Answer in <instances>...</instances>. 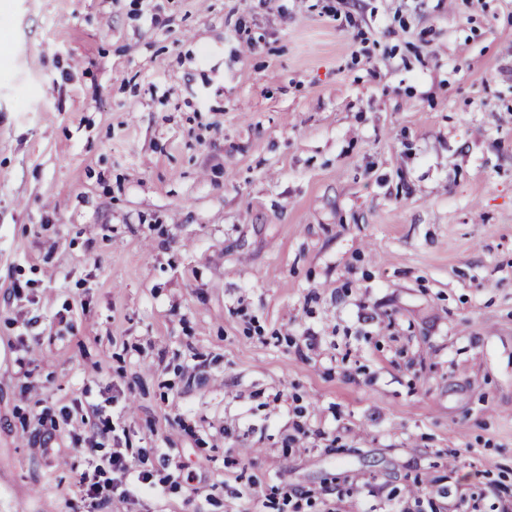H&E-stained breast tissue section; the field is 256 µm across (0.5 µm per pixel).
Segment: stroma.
Masks as SVG:
<instances>
[{
    "label": "stroma",
    "instance_id": "obj_1",
    "mask_svg": "<svg viewBox=\"0 0 512 512\" xmlns=\"http://www.w3.org/2000/svg\"><path fill=\"white\" fill-rule=\"evenodd\" d=\"M92 445L107 512H512V0H7L0 512Z\"/></svg>",
    "mask_w": 512,
    "mask_h": 512
}]
</instances>
